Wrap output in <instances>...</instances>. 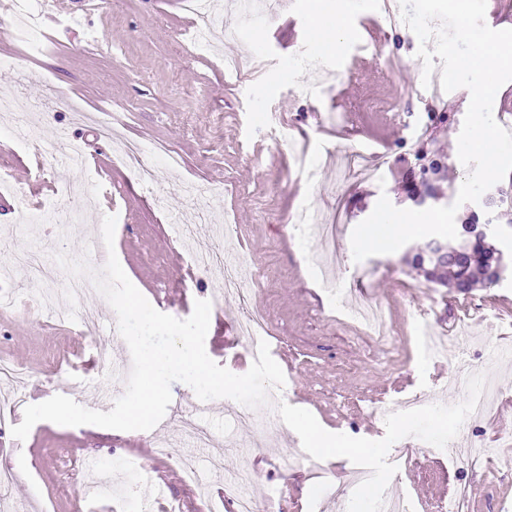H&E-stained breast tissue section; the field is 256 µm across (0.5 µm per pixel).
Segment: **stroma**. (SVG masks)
<instances>
[{
	"instance_id": "obj_1",
	"label": "stroma",
	"mask_w": 512,
	"mask_h": 512,
	"mask_svg": "<svg viewBox=\"0 0 512 512\" xmlns=\"http://www.w3.org/2000/svg\"><path fill=\"white\" fill-rule=\"evenodd\" d=\"M317 0H272L262 17L240 19L230 53L247 62L242 77L225 73L218 53L189 49L184 36L196 25L181 0H112L111 6L77 8L75 37L61 44L13 42L17 68L0 66V95L46 99L34 118L40 143L65 130L88 159L71 169L58 154H38L13 134L11 115L0 113V174L10 177L0 202V240L26 247L51 238L55 252L101 270L107 260L101 226L117 218L114 248L131 282L148 301L167 298L163 313L188 318L195 301L211 299L216 279L196 265L197 254L223 247L248 252L254 267L243 284L247 304L212 307L205 348L233 373H246L253 358L239 335L245 308L265 310L272 358L285 375L277 391L278 415L301 411L337 430L356 452L317 457L313 477L300 434L278 423L267 438L236 424L234 400H213L204 423L209 446L184 437L174 411L148 431L93 425L36 423L25 441L11 428L22 413L0 424V466L15 480L0 486V512L24 498L29 512H131L133 501L156 502L161 512H232L224 481L208 469L223 455L226 470L249 469L250 492L260 512H374V489L403 496L411 512H439L466 491V512H512V359L493 349L512 348V277L458 294L424 281L397 254L352 259V230L380 196L398 208L438 195L454 204L468 170L455 147L468 109V89L435 96L422 84L419 41L401 18L377 14L360 22L352 0H335L342 40L314 35ZM376 49H369V41ZM367 45L354 58L356 45ZM141 143L155 172L152 187L116 163V139ZM439 171L428 184L411 178L417 151ZM385 152L382 174L353 173L340 184L338 163L353 152ZM180 158L169 167V153ZM69 203L78 221L35 224L26 214ZM336 226L339 263L321 272L310 258L320 238L291 225L305 207ZM229 225L220 237L199 226L201 215ZM179 223L199 227L191 245L178 238ZM364 289L387 313L390 337L378 341L355 320L343 298L347 287ZM16 291L15 305L0 307V360L29 374L26 386L39 400L62 394L94 410L113 400L98 343L110 341L113 361L130 367L117 317L95 287L70 298L73 313L61 324L40 309L45 284L18 270L0 273V291ZM454 336L460 355L431 360L427 335ZM493 384L495 408L468 415L472 390ZM420 396L413 411L378 413L380 402ZM442 417L446 432L431 420ZM494 447L492 460L459 468L449 445ZM372 471L375 488L354 484L357 469ZM147 474L131 489V470ZM345 492L330 498L328 486Z\"/></svg>"
}]
</instances>
